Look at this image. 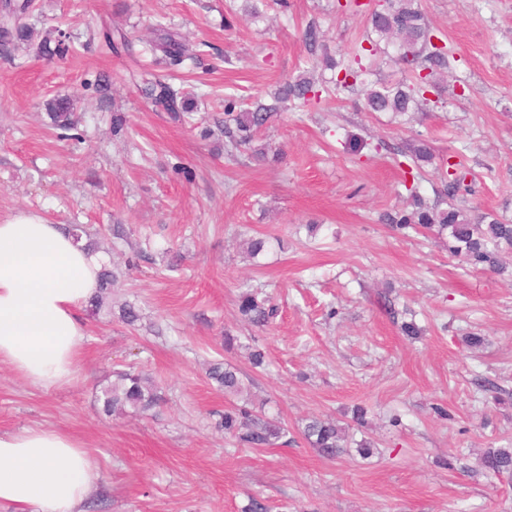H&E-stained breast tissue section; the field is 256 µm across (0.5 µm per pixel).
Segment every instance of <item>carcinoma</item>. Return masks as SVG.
Instances as JSON below:
<instances>
[{
    "mask_svg": "<svg viewBox=\"0 0 512 512\" xmlns=\"http://www.w3.org/2000/svg\"><path fill=\"white\" fill-rule=\"evenodd\" d=\"M386 7L374 9L369 14L371 33L364 42L356 43L350 51L352 59L342 58L333 63L335 77L330 81L336 93L350 92L369 83L372 68H360L361 57L377 56L380 51L376 34L381 38L392 37L395 50L392 61L402 66L405 77L395 83H380L366 92V104L373 112L406 113L421 103L429 102L427 94L435 89V71L449 66L446 43L428 24L421 11L413 7L414 0H385ZM30 7L29 0L8 6L0 23V31L19 41L32 36L30 28L22 22ZM172 65H179L193 58L185 43L165 32L154 44ZM41 51L47 55L62 56L68 47L64 34L52 41L45 39ZM144 92L151 102L176 116L190 111L188 101L174 89L164 74H155L146 81ZM320 98L313 83L305 80L286 83L280 90L276 103L259 104L252 112L235 111L236 103L224 105V136L228 138L230 150L238 151L252 140L253 130L263 126L278 110L277 103L290 101L306 104ZM48 116L54 127L71 130L74 127L73 108L66 98H55L48 103ZM400 155L411 160L414 166L432 159L431 148L423 139H415L400 150ZM469 175L463 160L448 161L447 182L444 194L447 207L428 205L424 198L412 191V210H397L385 216V222L397 229L416 232H435L452 255H462L476 269H491L501 272L505 266L501 256L512 254V224L500 221L491 213L476 212L465 207V196L474 193V185L466 183ZM116 281L114 271L105 269L100 274L99 293L93 301L95 311L112 310L107 302V290ZM239 310L250 323L259 327L270 326L278 315V307L268 298L251 292L242 296ZM209 378L226 395L242 392L243 384L238 372L224 363H214L208 372ZM103 411L114 416H132L146 413L158 405L160 396L150 379L134 371H118L113 380L101 390ZM217 428L250 447L275 444L286 436L288 430L274 420L258 415L243 405L224 408ZM303 434L309 445L322 456L334 458L348 446L346 430L329 419L314 417L304 427ZM483 468L495 475L512 472V448H488L481 457Z\"/></svg>",
    "mask_w": 512,
    "mask_h": 512,
    "instance_id": "1",
    "label": "carcinoma"
}]
</instances>
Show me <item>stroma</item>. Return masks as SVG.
I'll list each match as a JSON object with an SVG mask.
<instances>
[{
    "label": "stroma",
    "instance_id": "stroma-1",
    "mask_svg": "<svg viewBox=\"0 0 512 512\" xmlns=\"http://www.w3.org/2000/svg\"><path fill=\"white\" fill-rule=\"evenodd\" d=\"M416 4L451 56L427 111L395 119L358 91L287 102L232 155L225 100L251 110L286 81L325 83L333 72L309 61L305 29L336 57L366 15L336 0H32L31 40L0 43V220L29 210L85 225L118 275L114 314L83 311L75 382L47 390L0 363V431L62 430L95 460L81 512H245L254 499L268 512H512V474L478 464L512 446V257L507 274L475 270L433 234L381 221L405 207V182L436 200L458 151L476 177L468 207L512 223V0ZM160 26L195 53L172 81L194 100L190 125L142 93ZM104 28L131 36V54L104 48ZM59 32L67 56L42 55ZM56 97L71 101L75 131L51 127ZM412 138L434 153L415 175L397 153ZM258 235L282 245L249 259ZM255 290L279 308L270 327L238 311ZM125 303L134 325L116 312ZM408 309L420 338L399 329ZM470 332L480 348L464 345ZM252 346L265 369H252ZM214 362L238 369L249 408L281 419L286 440L248 448L217 428L229 398L207 376ZM128 368L162 404L106 415L101 389ZM315 416L370 439L372 454L322 457L301 433Z\"/></svg>",
    "mask_w": 512,
    "mask_h": 512
}]
</instances>
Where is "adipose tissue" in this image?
<instances>
[{"label":"adipose tissue","mask_w":512,"mask_h":512,"mask_svg":"<svg viewBox=\"0 0 512 512\" xmlns=\"http://www.w3.org/2000/svg\"><path fill=\"white\" fill-rule=\"evenodd\" d=\"M101 254L62 225L21 210L0 222V362L34 385L73 382L87 340L82 311L98 288ZM99 471L56 429L0 433V503L15 512H78Z\"/></svg>","instance_id":"obj_1"}]
</instances>
